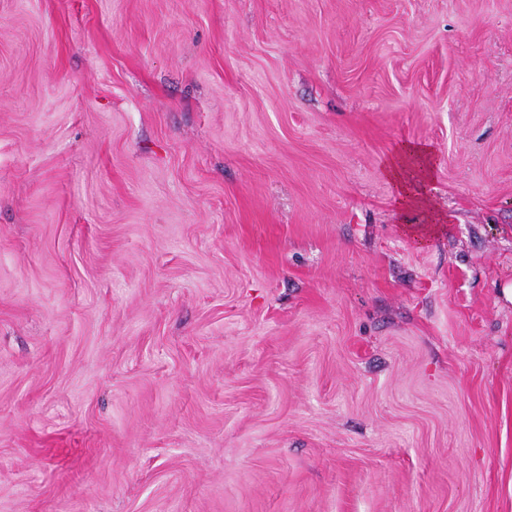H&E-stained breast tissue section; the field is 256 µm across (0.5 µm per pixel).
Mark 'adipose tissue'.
<instances>
[{
  "label": "adipose tissue",
  "instance_id": "adipose-tissue-1",
  "mask_svg": "<svg viewBox=\"0 0 512 512\" xmlns=\"http://www.w3.org/2000/svg\"><path fill=\"white\" fill-rule=\"evenodd\" d=\"M432 171L430 147L415 143L404 144L384 166V173L393 184L400 203L406 206L424 203L423 185Z\"/></svg>",
  "mask_w": 512,
  "mask_h": 512
}]
</instances>
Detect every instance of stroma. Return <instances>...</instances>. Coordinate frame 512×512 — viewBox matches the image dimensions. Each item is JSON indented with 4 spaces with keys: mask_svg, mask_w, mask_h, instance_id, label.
I'll return each instance as SVG.
<instances>
[{
    "mask_svg": "<svg viewBox=\"0 0 512 512\" xmlns=\"http://www.w3.org/2000/svg\"><path fill=\"white\" fill-rule=\"evenodd\" d=\"M510 288L512 0H0V512H512ZM432 171L430 147L415 143L404 144L384 166V173L404 206L426 202L423 185Z\"/></svg>",
    "mask_w": 512,
    "mask_h": 512,
    "instance_id": "stroma-1",
    "label": "stroma"
}]
</instances>
